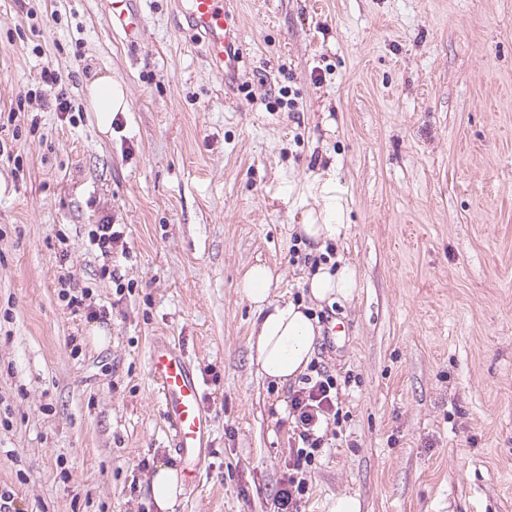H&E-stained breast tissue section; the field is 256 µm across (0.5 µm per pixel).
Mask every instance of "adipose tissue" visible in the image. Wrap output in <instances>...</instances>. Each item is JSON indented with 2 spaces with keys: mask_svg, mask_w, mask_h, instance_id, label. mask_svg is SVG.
<instances>
[{
  "mask_svg": "<svg viewBox=\"0 0 512 512\" xmlns=\"http://www.w3.org/2000/svg\"><path fill=\"white\" fill-rule=\"evenodd\" d=\"M89 95L100 125H109L112 115L127 109V102L120 84L108 79L91 85ZM339 210L336 195L324 197L320 223L302 224L300 237L306 244L325 246L346 234V225L337 223ZM304 285L311 300L339 302L353 298L357 288L355 268L346 262L336 265L323 264L304 276ZM239 286L242 294L257 313V320L248 338L249 360L259 376L283 386L305 374L314 355L320 328L307 306L275 297L277 279L264 264L249 267ZM147 490L159 512H174L183 482L178 469L158 465L151 476Z\"/></svg>",
  "mask_w": 512,
  "mask_h": 512,
  "instance_id": "obj_1",
  "label": "adipose tissue"
}]
</instances>
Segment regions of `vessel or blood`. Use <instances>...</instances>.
I'll return each mask as SVG.
<instances>
[{
	"mask_svg": "<svg viewBox=\"0 0 512 512\" xmlns=\"http://www.w3.org/2000/svg\"><path fill=\"white\" fill-rule=\"evenodd\" d=\"M112 27L125 41L135 42L145 28L142 0H106ZM181 10L193 35L204 43L212 67L233 80L239 75V59L226 50L234 37L237 16L228 0H182ZM148 373L154 383L169 443L184 463L188 481H196L209 466L211 415L204 403L199 377L172 343L153 342L148 350Z\"/></svg>",
	"mask_w": 512,
	"mask_h": 512,
	"instance_id": "obj_1",
	"label": "vessel or blood"
}]
</instances>
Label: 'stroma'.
Returning <instances> with one entry per match:
<instances>
[{
	"label": "stroma",
	"mask_w": 512,
	"mask_h": 512,
	"mask_svg": "<svg viewBox=\"0 0 512 512\" xmlns=\"http://www.w3.org/2000/svg\"><path fill=\"white\" fill-rule=\"evenodd\" d=\"M234 98L174 0H145L137 49L104 0H0V488L26 512H140L141 459L179 464L146 368L164 338L212 413L210 464L175 512H272L287 387L256 375L262 263L301 302L296 225L332 183L354 265L314 355L345 414L306 512H512V0H236ZM62 76L76 122L42 106ZM123 84L98 126L88 89ZM37 132H30V125ZM124 225V294L89 232ZM67 247L69 258L57 252ZM72 272L102 319L70 314ZM119 311H110L113 300ZM104 339H97L96 330Z\"/></svg>",
	"instance_id": "35a3bbf8"
}]
</instances>
